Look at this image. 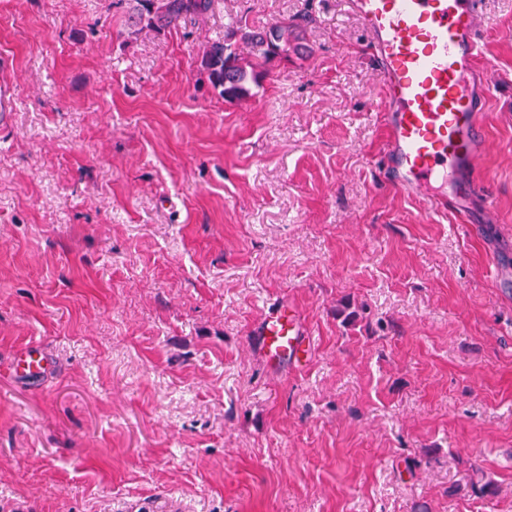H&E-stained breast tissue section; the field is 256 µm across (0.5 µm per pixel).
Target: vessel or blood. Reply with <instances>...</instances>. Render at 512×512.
Here are the masks:
<instances>
[{
  "label": "vessel or blood",
  "mask_w": 512,
  "mask_h": 512,
  "mask_svg": "<svg viewBox=\"0 0 512 512\" xmlns=\"http://www.w3.org/2000/svg\"><path fill=\"white\" fill-rule=\"evenodd\" d=\"M349 7L364 26L367 50L384 80V178L435 211L475 223L471 175L490 148L477 67L482 0H349ZM438 180L449 181L448 192H433ZM256 333L277 363L295 358L309 337L284 304L268 308ZM54 368L36 345L12 358L15 378L31 386L41 385Z\"/></svg>",
  "instance_id": "vessel-or-blood-1"
}]
</instances>
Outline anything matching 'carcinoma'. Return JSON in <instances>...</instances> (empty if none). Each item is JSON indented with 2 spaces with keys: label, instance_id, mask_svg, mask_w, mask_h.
<instances>
[{
  "label": "carcinoma",
  "instance_id": "carcinoma-1",
  "mask_svg": "<svg viewBox=\"0 0 512 512\" xmlns=\"http://www.w3.org/2000/svg\"><path fill=\"white\" fill-rule=\"evenodd\" d=\"M128 5L133 30L149 28L161 32L205 18L214 0H124ZM306 16L283 19L264 29L239 26L224 34V39L212 43L203 53L201 69L219 94L228 101L251 95L250 85L259 84L273 61L288 62L300 54V33ZM249 51L244 53L241 46ZM470 489L491 496L495 483L481 473L471 479Z\"/></svg>",
  "mask_w": 512,
  "mask_h": 512
}]
</instances>
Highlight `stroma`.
Listing matches in <instances>:
<instances>
[{
	"label": "stroma",
	"instance_id": "stroma-1",
	"mask_svg": "<svg viewBox=\"0 0 512 512\" xmlns=\"http://www.w3.org/2000/svg\"><path fill=\"white\" fill-rule=\"evenodd\" d=\"M301 15L307 54L252 96L199 80L228 26ZM127 23L0 0V512H512V0H483L475 234L378 183L345 0ZM279 302L312 339L274 368L254 330ZM28 344L57 365L36 388ZM54 368L53 360L36 345L20 348L12 358L14 378L31 386L41 385Z\"/></svg>",
	"mask_w": 512,
	"mask_h": 512
}]
</instances>
